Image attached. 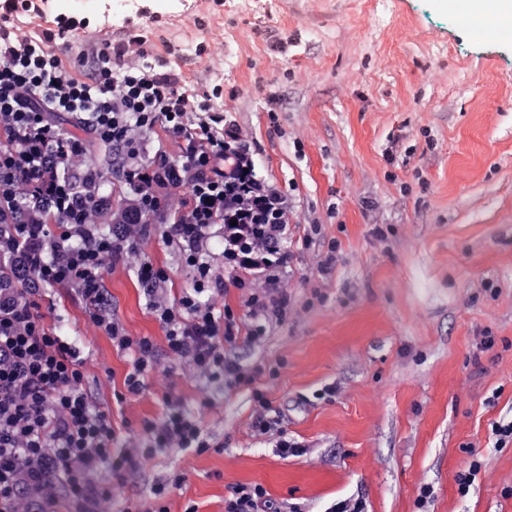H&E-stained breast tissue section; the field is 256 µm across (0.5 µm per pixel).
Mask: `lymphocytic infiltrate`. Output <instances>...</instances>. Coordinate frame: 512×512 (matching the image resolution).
<instances>
[{"label":"lymphocytic infiltrate","instance_id":"lymphocytic-infiltrate-1","mask_svg":"<svg viewBox=\"0 0 512 512\" xmlns=\"http://www.w3.org/2000/svg\"><path fill=\"white\" fill-rule=\"evenodd\" d=\"M47 0H11L0 10V209L21 206L24 181L37 194L54 199L61 217L56 227L11 225L0 231V256L27 250L36 278L46 286L78 293L117 349L132 356L124 386L137 395L158 368L156 347L147 337L126 335L112 318L104 280L107 261L136 252L141 236L159 231L184 262L195 268L193 288L178 301L154 299L150 310L166 332L168 351L197 381L223 379L248 383L261 368L229 356L239 343L258 345L257 332H242L227 312H217L206 296L211 285L208 242L219 233L230 287L243 290V305L259 321L278 320L293 311L284 272L295 254L292 203L257 173L240 128L210 96L189 92L180 78L155 68L127 67L120 52L107 47L81 50L66 64L50 44L76 28L60 16L44 35L21 39L19 16H41ZM77 117L87 135L118 148L123 172L139 199L129 223L105 234L94 224L73 220V185L49 175L47 161L67 167L84 153L82 140L66 136L54 114ZM163 127L181 143L180 159L165 151L146 157L141 135ZM189 197L176 218L157 221L179 189ZM87 355L48 325L29 292L0 290V512H33L28 485L64 477L68 496L95 512L110 506L138 465L153 450L210 448L201 415L168 403L163 418L147 421L149 447L130 441L113 453L114 430L86 389ZM113 474L102 484L101 466Z\"/></svg>","mask_w":512,"mask_h":512}]
</instances>
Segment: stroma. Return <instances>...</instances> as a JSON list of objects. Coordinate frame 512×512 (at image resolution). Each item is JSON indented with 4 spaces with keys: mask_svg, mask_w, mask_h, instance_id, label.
I'll return each instance as SVG.
<instances>
[{
    "mask_svg": "<svg viewBox=\"0 0 512 512\" xmlns=\"http://www.w3.org/2000/svg\"><path fill=\"white\" fill-rule=\"evenodd\" d=\"M53 0L87 18L71 48L118 44L124 20L150 14L148 64L201 94L219 90L257 169L293 204L292 236L309 239L290 274L297 315L266 324L260 365L232 389L188 378L149 308L141 264L163 269L171 301L193 268L159 233L106 276L113 316L153 340L160 362L123 402L130 367L82 300L43 287L47 321L90 352L86 386L112 419L113 448L141 436L167 401L202 411L203 453L156 452L125 487L149 512L152 489L185 478L170 512H224L230 487L261 486L278 512H512V39L500 0ZM486 26L475 34L472 21ZM213 298L240 324L241 292L224 287L212 242ZM335 252L328 274L313 256ZM279 410L302 453L253 437L257 398ZM479 461L474 490L458 481Z\"/></svg>",
    "mask_w": 512,
    "mask_h": 512,
    "instance_id": "stroma-1",
    "label": "stroma"
}]
</instances>
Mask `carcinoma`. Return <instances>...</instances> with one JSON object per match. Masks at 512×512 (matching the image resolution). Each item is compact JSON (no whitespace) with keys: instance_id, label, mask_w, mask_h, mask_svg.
I'll use <instances>...</instances> for the list:
<instances>
[{"instance_id":"1","label":"carcinoma","mask_w":512,"mask_h":512,"mask_svg":"<svg viewBox=\"0 0 512 512\" xmlns=\"http://www.w3.org/2000/svg\"><path fill=\"white\" fill-rule=\"evenodd\" d=\"M57 176L76 183V207L81 210L86 224H127L129 209L117 210L101 206L102 174L91 167L88 161L77 157L67 170L57 171ZM25 203L17 213H6L0 217L1 224H57L60 216L50 198L45 195L24 193ZM36 281L25 252L0 258V288H32Z\"/></svg>"}]
</instances>
